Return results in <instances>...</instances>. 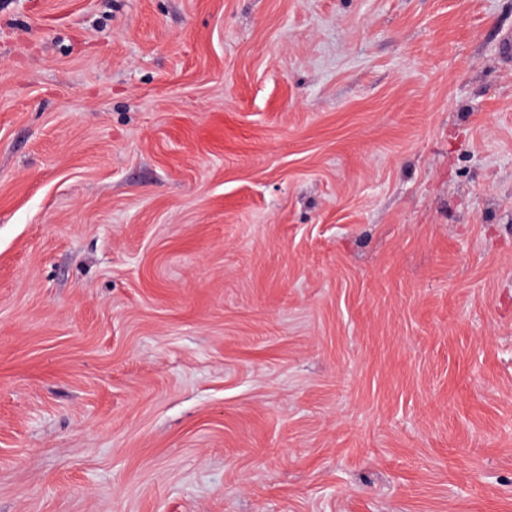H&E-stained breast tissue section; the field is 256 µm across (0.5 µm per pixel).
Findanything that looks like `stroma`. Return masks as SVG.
<instances>
[{
	"instance_id": "obj_1",
	"label": "stroma",
	"mask_w": 512,
	"mask_h": 512,
	"mask_svg": "<svg viewBox=\"0 0 512 512\" xmlns=\"http://www.w3.org/2000/svg\"><path fill=\"white\" fill-rule=\"evenodd\" d=\"M512 0H0V512H512Z\"/></svg>"
}]
</instances>
